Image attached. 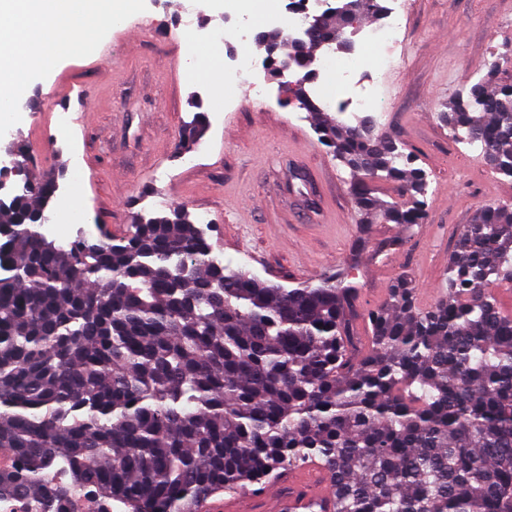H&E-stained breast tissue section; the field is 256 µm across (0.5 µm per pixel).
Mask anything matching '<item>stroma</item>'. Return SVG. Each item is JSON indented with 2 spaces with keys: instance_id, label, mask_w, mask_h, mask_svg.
I'll list each match as a JSON object with an SVG mask.
<instances>
[{
  "instance_id": "obj_1",
  "label": "stroma",
  "mask_w": 512,
  "mask_h": 512,
  "mask_svg": "<svg viewBox=\"0 0 512 512\" xmlns=\"http://www.w3.org/2000/svg\"><path fill=\"white\" fill-rule=\"evenodd\" d=\"M184 0H141V16L105 30L95 50L66 54L45 82H33L26 119L0 135V162L11 144H30L51 114L87 113L40 156L36 170L68 171L78 146L84 171L75 188L95 226L123 234L133 214L167 207L204 210L207 236L225 263L286 288L346 272L358 311L383 302L405 276L421 305L441 293L448 255L461 225L490 202L512 201V179L482 159L447 163L451 142L440 119L446 101L496 66L512 80V0H409L397 68L386 99L385 134L417 155L429 176L425 219L413 233L378 220L363 224L348 169L327 152L311 118L296 119L277 98L279 78L263 76L264 95L231 89L233 107H216L183 65ZM209 126L183 167L179 131L196 109ZM404 244L387 254L377 245Z\"/></svg>"
}]
</instances>
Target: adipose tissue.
Here are the masks:
<instances>
[{"mask_svg":"<svg viewBox=\"0 0 512 512\" xmlns=\"http://www.w3.org/2000/svg\"><path fill=\"white\" fill-rule=\"evenodd\" d=\"M139 0H0V43L11 51L0 55V125L20 121L16 106L33 78L54 70L62 53H88L104 24L136 15ZM195 82L205 84L216 102L224 100V66L214 47L194 46Z\"/></svg>","mask_w":512,"mask_h":512,"instance_id":"obj_1","label":"adipose tissue"}]
</instances>
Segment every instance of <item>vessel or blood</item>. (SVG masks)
<instances>
[{"instance_id":"obj_1","label":"vessel or blood","mask_w":512,"mask_h":512,"mask_svg":"<svg viewBox=\"0 0 512 512\" xmlns=\"http://www.w3.org/2000/svg\"><path fill=\"white\" fill-rule=\"evenodd\" d=\"M280 492L237 495H210L197 502L194 512H330L329 479L318 466L310 465L282 473Z\"/></svg>"}]
</instances>
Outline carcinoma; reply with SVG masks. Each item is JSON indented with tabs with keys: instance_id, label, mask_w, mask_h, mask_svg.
<instances>
[{
	"instance_id": "obj_1",
	"label": "carcinoma",
	"mask_w": 512,
	"mask_h": 512,
	"mask_svg": "<svg viewBox=\"0 0 512 512\" xmlns=\"http://www.w3.org/2000/svg\"><path fill=\"white\" fill-rule=\"evenodd\" d=\"M380 0H337L304 42L261 35L269 74H300L291 97L355 177L360 223H423L429 183L415 156L310 90L313 51L346 40ZM451 136L484 144L512 179V83H471L442 113ZM203 112L182 125L200 143ZM57 174L29 175L0 206V503L17 512H192L219 492L268 487L319 464L331 512H512V203L460 227L448 290L427 307L400 278L356 331L340 275L296 288L210 259L183 207L135 214L126 233L67 243L38 227ZM396 186L386 201L372 184Z\"/></svg>"
}]
</instances>
